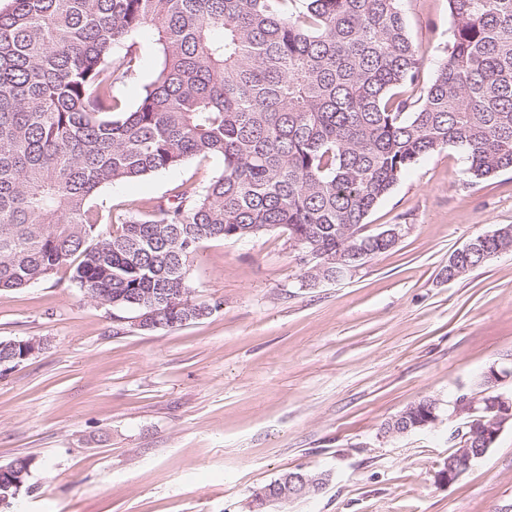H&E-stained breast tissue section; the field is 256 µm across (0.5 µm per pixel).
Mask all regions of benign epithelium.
<instances>
[{
	"label": "benign epithelium",
	"mask_w": 512,
	"mask_h": 512,
	"mask_svg": "<svg viewBox=\"0 0 512 512\" xmlns=\"http://www.w3.org/2000/svg\"><path fill=\"white\" fill-rule=\"evenodd\" d=\"M454 410L451 417L461 414H474L473 422L469 424L470 433L461 437L459 448L447 460L443 467L435 474L436 483L441 487H449L471 467L472 463L484 457L499 436L506 423L512 420V400L499 398L494 401V409L499 411L496 421L485 422V418L479 416L481 408L476 401L461 398L453 403ZM411 411L401 413L394 419V424L386 427L389 434H405L414 428H424L437 422L436 414H431L415 423H410L407 418ZM7 477L4 484H0V512H10L12 500L17 498L26 485L27 478L31 476L30 465L11 463L0 467V477ZM328 484V474L317 473L304 469L289 472L280 478L276 488L267 493H262L252 499L254 512H264V508L271 503L290 502L316 495Z\"/></svg>",
	"instance_id": "1"
}]
</instances>
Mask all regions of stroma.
I'll return each mask as SVG.
<instances>
[{
  "mask_svg": "<svg viewBox=\"0 0 512 512\" xmlns=\"http://www.w3.org/2000/svg\"><path fill=\"white\" fill-rule=\"evenodd\" d=\"M402 9L430 83L448 0ZM133 51L135 75L114 87L129 109L162 62L152 29ZM465 166L452 147L420 159L366 219L369 235L401 225L396 246L335 281L307 285L279 229L203 244L190 299L216 310L183 327L147 331L133 311L116 322L62 271L0 290V341L41 342L0 374V464L37 463L15 512H250L254 491L299 467L329 473L326 488L267 512H512V421L457 482H435L466 423L449 402L492 368L512 396V249L446 270L471 238L512 225V171L471 184ZM223 168L190 160L98 199L124 218ZM423 399L435 425L385 434Z\"/></svg>",
  "mask_w": 512,
  "mask_h": 512,
  "instance_id": "stroma-1",
  "label": "stroma"
}]
</instances>
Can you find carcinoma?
Masks as SVG:
<instances>
[{"label":"carcinoma","mask_w":512,"mask_h":512,"mask_svg":"<svg viewBox=\"0 0 512 512\" xmlns=\"http://www.w3.org/2000/svg\"><path fill=\"white\" fill-rule=\"evenodd\" d=\"M12 2L0 12V290L66 268L90 298L144 315L166 291L183 302L205 241L283 228L349 264L367 241L366 262L394 244L355 233L422 157L454 146L475 183L512 170V0H448V55L418 95L425 51L402 0ZM148 27L162 69L127 110L113 88ZM210 157L224 170L205 186L98 230L103 187ZM467 247L465 273L512 247V225ZM23 354L0 347L11 366ZM479 387L493 419L500 392Z\"/></svg>","instance_id":"carcinoma-1"}]
</instances>
